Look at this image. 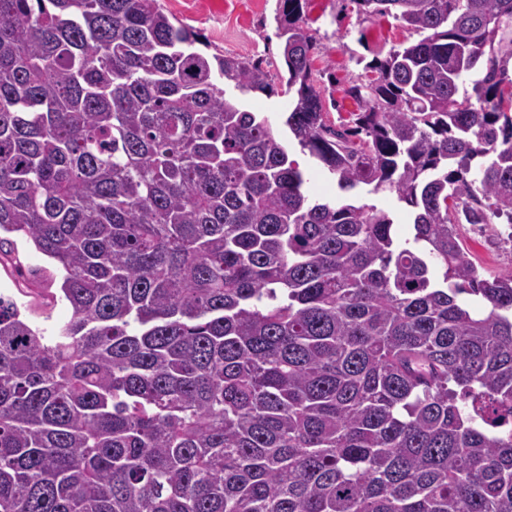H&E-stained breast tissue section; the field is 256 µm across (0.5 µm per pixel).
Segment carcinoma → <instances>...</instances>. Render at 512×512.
Wrapping results in <instances>:
<instances>
[{"label":"carcinoma","mask_w":512,"mask_h":512,"mask_svg":"<svg viewBox=\"0 0 512 512\" xmlns=\"http://www.w3.org/2000/svg\"><path fill=\"white\" fill-rule=\"evenodd\" d=\"M352 2L419 40L337 129L280 0L285 125L402 242L157 0H0V262L72 310L47 344L0 295V512H512V271L457 232L512 225V0ZM367 189L360 190L356 197L359 203L375 205L390 213L394 219V229L400 240L411 237L413 217L407 207L400 203L394 192L384 191L377 194H368ZM459 224L457 230L464 247L468 250L472 260L478 265L486 278H492L508 270H512V250L510 245H499L490 239L479 237L472 233L487 232V224Z\"/></svg>","instance_id":"carcinoma-1"}]
</instances>
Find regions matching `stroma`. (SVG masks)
Returning <instances> with one entry per match:
<instances>
[{
	"label": "stroma",
	"instance_id": "obj_1",
	"mask_svg": "<svg viewBox=\"0 0 512 512\" xmlns=\"http://www.w3.org/2000/svg\"><path fill=\"white\" fill-rule=\"evenodd\" d=\"M179 23L207 38L209 54H232L262 61L274 80L275 94H254L247 105L268 118L280 138H289L285 125L289 97L282 94L285 69L282 41L277 35L279 0H158ZM305 26L316 37L320 51L312 61L313 77L321 90L324 118L328 124H351L361 105L346 96L350 84L366 80L363 61L385 56L390 49L417 39L392 16L359 13L353 0H305ZM460 239L485 277L512 270V247L476 236L470 225L457 227ZM16 251L24 267L41 269L35 287H27L14 269L0 265V294L12 296L28 323L54 336L71 317L68 302L57 297L52 282L53 261L37 252L23 237H16Z\"/></svg>",
	"mask_w": 512,
	"mask_h": 512
}]
</instances>
